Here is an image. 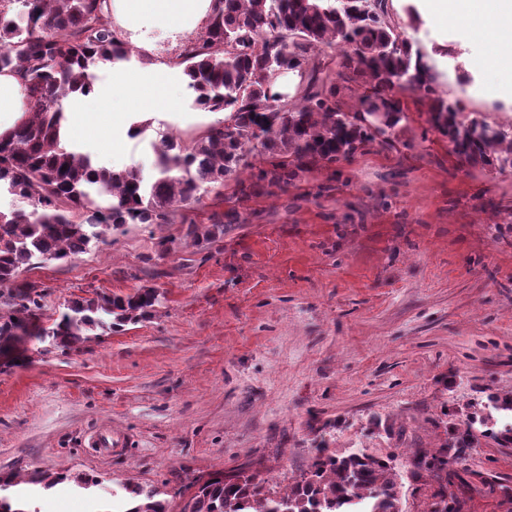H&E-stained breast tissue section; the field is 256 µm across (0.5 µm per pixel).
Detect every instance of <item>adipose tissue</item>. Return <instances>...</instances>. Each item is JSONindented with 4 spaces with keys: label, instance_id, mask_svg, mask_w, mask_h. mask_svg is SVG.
<instances>
[{
    "label": "adipose tissue",
    "instance_id": "obj_1",
    "mask_svg": "<svg viewBox=\"0 0 512 512\" xmlns=\"http://www.w3.org/2000/svg\"><path fill=\"white\" fill-rule=\"evenodd\" d=\"M214 5L215 0H108L106 10L115 25L131 32L137 49L151 53L162 43L178 47L185 34L207 23ZM425 11L434 20L476 19L512 36V0H427ZM176 93L164 68L120 74L72 102L69 141L78 150L86 140L106 143L116 135L135 139L137 125L173 117ZM29 112L20 75L0 70V137L27 121Z\"/></svg>",
    "mask_w": 512,
    "mask_h": 512
}]
</instances>
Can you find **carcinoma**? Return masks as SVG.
Masks as SVG:
<instances>
[{"label":"carcinoma","instance_id":"obj_1","mask_svg":"<svg viewBox=\"0 0 512 512\" xmlns=\"http://www.w3.org/2000/svg\"><path fill=\"white\" fill-rule=\"evenodd\" d=\"M104 0H0V69L17 71L30 98V117L0 139V194L27 206L0 210V356L26 357L27 344L76 347L93 336L117 333L151 318L161 293L143 286L126 295L70 301L49 325L41 321L42 296L20 279L24 270L84 252L106 232L129 224H170L176 212L201 200V192L235 180L250 167L247 148L260 141L278 157L258 180L281 192L302 173L335 164L382 137L391 142L404 118L399 94L429 100V124L472 164L512 168V126L482 115L464 119L465 102L439 93L444 72L436 55L403 37L390 0H218L207 26L188 40L174 65L181 68L192 105L223 112L187 140L167 132L150 141L157 176L108 171L90 155L60 140L66 103L91 92L99 64L130 60L112 29ZM344 48L340 63L315 50ZM280 71L300 77L295 96L278 90ZM365 86L353 112L337 100V83ZM375 112L386 128L370 125ZM212 224L188 225L194 245L224 234V215ZM503 414L495 437L512 443V398L493 399ZM448 460L433 455L415 462L438 484L434 497L448 512ZM401 476L390 457L359 448L338 455L315 444L311 461L282 495L263 493L258 475L241 469L216 473L187 486L180 512H402ZM68 481L87 490L97 480L68 471L0 476V486L33 484L50 490ZM121 512H171L167 493L127 483ZM0 512H39L26 497L0 496Z\"/></svg>","mask_w":512,"mask_h":512}]
</instances>
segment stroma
I'll use <instances>...</instances> for the list:
<instances>
[{
    "label": "stroma",
    "instance_id": "1",
    "mask_svg": "<svg viewBox=\"0 0 512 512\" xmlns=\"http://www.w3.org/2000/svg\"><path fill=\"white\" fill-rule=\"evenodd\" d=\"M443 59L447 97L467 112L512 121L482 70L479 22L405 26ZM466 87H459L458 75ZM183 113L164 130L207 125L181 70L170 74ZM394 145L306 173L287 192L242 199L235 181L204 192L174 223L128 225L113 240L25 270L52 321L68 301L158 288L151 319L80 348L29 350L0 362V473L70 471L36 493L39 512H110L119 483L178 489L239 468L278 495L306 469L316 441L393 457L404 512H432L412 461L435 454L470 417L499 428L488 396L512 395V168L470 165L431 129L427 101L401 96ZM232 215L217 242L188 245L187 222ZM171 250L159 255V239ZM111 429L123 446L93 451ZM460 477L461 512H512V444L478 437Z\"/></svg>",
    "mask_w": 512,
    "mask_h": 512
}]
</instances>
